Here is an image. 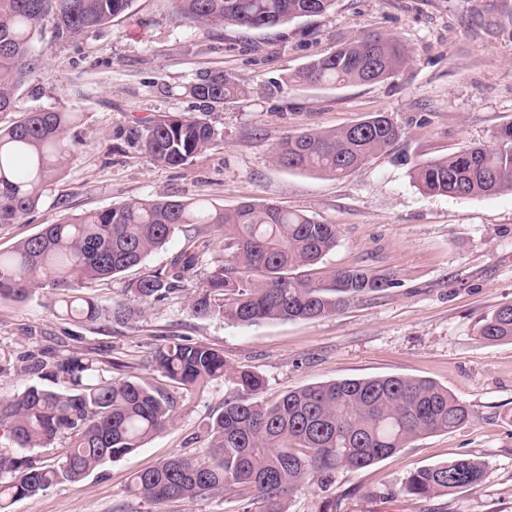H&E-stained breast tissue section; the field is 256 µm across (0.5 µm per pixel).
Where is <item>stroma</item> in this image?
<instances>
[{"instance_id": "1", "label": "stroma", "mask_w": 512, "mask_h": 512, "mask_svg": "<svg viewBox=\"0 0 512 512\" xmlns=\"http://www.w3.org/2000/svg\"><path fill=\"white\" fill-rule=\"evenodd\" d=\"M362 30L400 39L408 65L375 84L289 85L293 71ZM40 45L42 64L20 87L18 108L82 113L69 132L82 146L37 209L0 224L1 250L64 217L148 196L200 197L226 209L274 202L337 225L323 269L393 272L401 285L329 317L258 325L197 318L180 292L128 325L57 318L46 289L23 302L0 300L1 349L101 356L175 400L174 422L143 448L19 500L12 512H245V500L224 489L157 508L126 491L134 470L205 448L201 422L235 393L221 380L187 391L155 371L152 354L173 336L210 344L231 366L258 373L268 401L305 385L392 375L432 380L470 406L467 425L367 468L338 470L329 491L301 490L288 512H512V343L476 334L482 315L512 302V194L453 199L423 192L412 178L416 163L493 145L512 123V0H335L325 14L273 28L207 31L186 26L175 0H133L76 40L58 44L43 31ZM203 71L232 76L249 97L204 111L188 93ZM379 112L405 134L348 177L294 171L273 158L287 135L341 129ZM180 114L205 116L220 141L183 165L154 163L140 137L154 120ZM183 241L174 233L142 268L100 282L98 302L110 305L130 280L166 268ZM463 455L484 462L479 487L404 496L415 469Z\"/></svg>"}]
</instances>
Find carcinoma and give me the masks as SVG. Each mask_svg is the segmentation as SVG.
Listing matches in <instances>:
<instances>
[{
    "instance_id": "cac0c4a2",
    "label": "carcinoma",
    "mask_w": 512,
    "mask_h": 512,
    "mask_svg": "<svg viewBox=\"0 0 512 512\" xmlns=\"http://www.w3.org/2000/svg\"><path fill=\"white\" fill-rule=\"evenodd\" d=\"M133 0H0V115L16 111L19 88L38 70V23L52 22L55 43L73 41L125 13ZM194 29H262L322 14L335 0H178ZM409 60L395 37L361 32L289 77L295 86L371 84L395 76ZM188 93L209 110L247 95L231 77L205 71ZM79 112L35 110L0 121V224L34 211L49 184L73 154L67 132ZM385 113L334 131L284 137L275 159L295 170L346 177L402 137ZM219 133L203 119H158L143 148L155 162L180 166L215 144ZM491 147L472 145L415 165L425 191L450 198L512 193V124L498 129ZM224 234L217 260L191 289L198 318L238 324L311 320L334 315L361 295L400 286L391 274L368 268L338 269L326 277L301 270L315 266L338 241L334 224L274 203L243 202L233 209L178 195L145 198L67 218L0 251V300L22 302L42 288L54 290L51 312L82 324H128L142 306L185 289L202 267L208 241L201 226ZM177 231L186 244L164 270L146 273L129 296L109 308L82 294L88 284L143 265ZM478 334L488 343L512 341V303L484 315ZM157 371L191 391L224 379L236 394L203 422L209 440L199 456L174 455L133 473L128 493L159 506L173 498L196 499L220 488L254 492L262 512H288L287 501L304 487L330 488L336 470L366 468L422 436L452 432L470 422L468 406L433 382L385 376L306 385L268 404L256 373L229 367L224 353L173 338L151 357ZM30 369L47 384L0 399V512L53 486L81 479L107 462L142 447L173 422L168 393L103 367L96 356L57 353L34 358ZM57 439L67 450L48 463L39 450ZM485 464L464 455L411 473L403 493L414 499L450 495L480 485Z\"/></svg>"
}]
</instances>
